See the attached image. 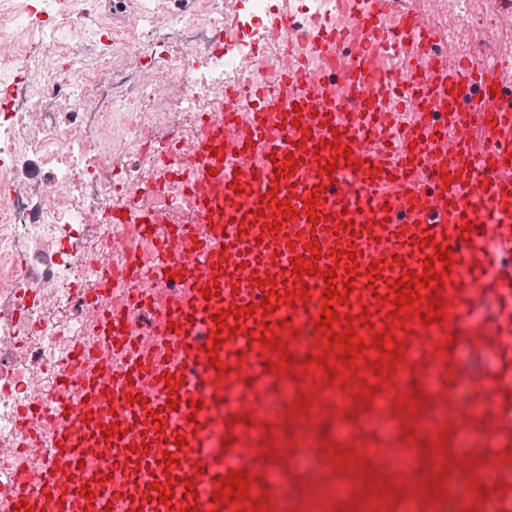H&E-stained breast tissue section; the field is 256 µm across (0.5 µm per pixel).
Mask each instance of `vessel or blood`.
<instances>
[{
	"label": "vessel or blood",
	"instance_id": "b4317fda",
	"mask_svg": "<svg viewBox=\"0 0 512 512\" xmlns=\"http://www.w3.org/2000/svg\"><path fill=\"white\" fill-rule=\"evenodd\" d=\"M336 5L341 27L303 49L293 14L273 15L279 88L239 81L181 165L152 155L205 233L172 224L157 234L158 214L108 219L126 249L120 261L108 250L90 261L95 340L76 345L53 395L21 416L20 440L47 448L36 471L0 486L6 512L23 502L30 512H291L297 486H257L268 468L287 475L301 429H333L397 380L447 381L462 346L496 354L500 393L483 375L450 390L448 429L477 442L496 433L497 398L512 393V93L490 51L448 63L435 51L437 23L399 0ZM397 88L410 122L391 113ZM289 157L295 170L277 172ZM314 239L313 273L295 272ZM443 245L448 268L436 258ZM408 272L438 282L415 285L402 311L389 296ZM330 276L346 293L330 303L331 332L361 342L352 366L324 350ZM117 277L131 295L113 298ZM476 288L497 297L495 335L460 333ZM234 306L252 312L237 317ZM426 312L434 321L423 323ZM385 338L398 349L388 359ZM392 425L386 450L400 466L414 431ZM234 472L247 481L239 502L222 492Z\"/></svg>",
	"mask_w": 512,
	"mask_h": 512
}]
</instances>
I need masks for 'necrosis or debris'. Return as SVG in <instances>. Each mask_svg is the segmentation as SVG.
Instances as JSON below:
<instances>
[{"label":"necrosis or debris","mask_w":512,"mask_h":512,"mask_svg":"<svg viewBox=\"0 0 512 512\" xmlns=\"http://www.w3.org/2000/svg\"><path fill=\"white\" fill-rule=\"evenodd\" d=\"M197 3L196 19L175 17L159 27L145 14L133 27L138 48L157 57L159 66L184 86L174 105L181 118L179 127L171 126L167 113L139 111L138 102L151 97L147 76L122 75L115 79L111 76V58L78 55L74 58L78 79L67 91L68 102L78 110L75 121L65 128L49 130L42 139L30 143L24 140V130L51 77L48 61L59 52L60 40L55 28L42 26L40 16H0V32L8 33L11 40H19L34 25L40 32L38 43L25 56H17L10 49L0 51V69L21 62L31 74L29 84L17 90L13 98L9 124H0V186L11 189L8 199L0 202V279L16 277V258L32 240L76 243L75 248L61 253L42 287L0 289V346L12 349L11 360L0 363V482L19 467L37 466L39 448L17 456L9 453L17 445L16 420L34 405L37 395H48L52 372L88 334L75 307L78 288L93 285L92 272L81 265L80 259L99 250L106 239L105 227L93 223V216L132 206L142 211L165 209L182 224L201 221L178 186L169 188L162 203L148 192V185L157 182L161 172L142 156L141 142L150 139L155 148L164 149L174 141L181 148H189L199 115L223 100L226 85L242 78L266 86L277 81L272 66L246 70L241 61L257 47L270 56L279 53L280 42L263 37L265 21L277 7L297 9L298 0H245L244 17L229 35L224 32V0ZM422 3L447 18L444 48L448 54L467 55L475 37L495 33L493 56L504 65L503 79L512 89V29L499 25L495 0ZM225 37L232 44L231 50L210 54L201 65L192 59L173 61L160 55L162 45L175 38L205 47ZM116 82L132 84L136 101L128 106L123 146L106 151L100 137L117 104L112 93ZM90 87L99 90L100 98L94 110L85 112L82 100ZM24 150L37 157L43 172L18 188L7 160ZM56 182L72 185V192L49 195L50 184ZM34 199L44 200V207L31 209ZM333 442V455L324 460L318 475L305 483L298 512H480L487 498L481 490L467 498L457 494L456 488L472 464L471 455L460 452L467 443L460 435L439 432L424 445L405 449L411 465L403 471L389 466L383 448L362 442L359 430L353 426L337 425ZM351 454L362 461L358 470H348L343 462ZM403 482L411 485L410 496L399 494L398 486Z\"/></svg>","instance_id":"necrosis-or-debris-1"}]
</instances>
